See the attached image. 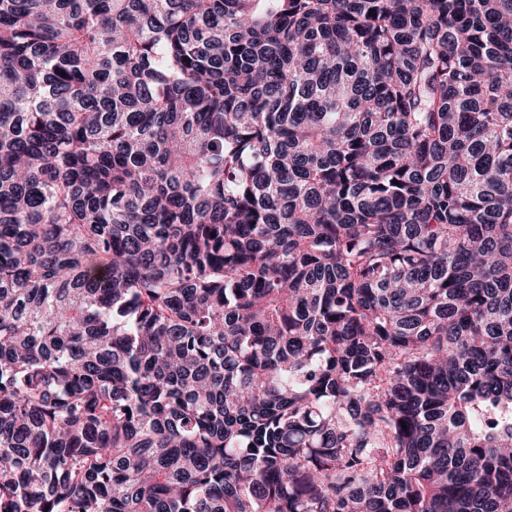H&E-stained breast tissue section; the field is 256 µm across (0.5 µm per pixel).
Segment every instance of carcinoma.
Returning a JSON list of instances; mask_svg holds the SVG:
<instances>
[{
  "mask_svg": "<svg viewBox=\"0 0 512 512\" xmlns=\"http://www.w3.org/2000/svg\"><path fill=\"white\" fill-rule=\"evenodd\" d=\"M0 512H512V0H0Z\"/></svg>",
  "mask_w": 512,
  "mask_h": 512,
  "instance_id": "obj_1",
  "label": "carcinoma"
}]
</instances>
